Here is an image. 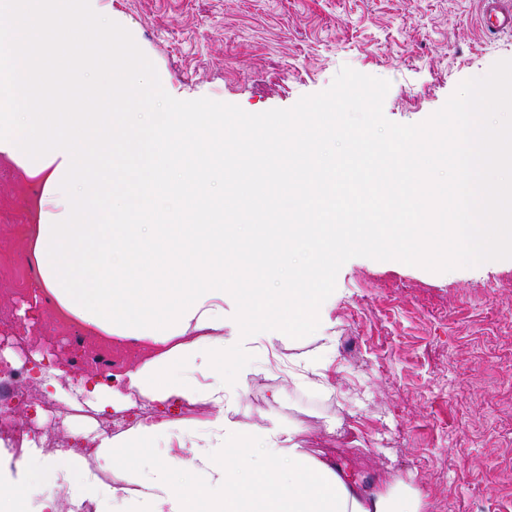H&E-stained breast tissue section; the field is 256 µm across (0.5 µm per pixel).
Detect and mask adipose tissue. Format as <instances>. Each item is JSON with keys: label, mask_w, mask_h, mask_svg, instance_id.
<instances>
[{"label": "adipose tissue", "mask_w": 512, "mask_h": 512, "mask_svg": "<svg viewBox=\"0 0 512 512\" xmlns=\"http://www.w3.org/2000/svg\"><path fill=\"white\" fill-rule=\"evenodd\" d=\"M91 34L81 43L80 34ZM120 50L121 71L104 69L99 59ZM91 64L90 80L106 78L127 111L38 112L30 91L54 87L61 70L78 56ZM150 64L99 0H0V156L16 164L39 187L33 207L36 223L27 252L38 273L37 286L58 311L83 324L92 335L151 342L156 352L128 371L122 388L94 385L89 395L96 410L118 412L134 401L172 398L203 400L215 411L207 425L224 430V297L239 295L237 269L242 253L225 245L221 212L202 204L190 189L207 180L224 192L225 159L235 157L241 139L263 150L268 167L297 168L284 182L279 209L299 219L295 232L278 239L277 288L251 291L247 320L264 319L268 310L311 317L315 287L336 258V227L318 223L322 208L335 197L328 172L333 155L311 150V143L336 136L332 119L282 120L253 125L211 112H143L139 104L151 82ZM130 156H144L142 168L107 166L118 143ZM492 146L486 128L459 117L449 125L439 151L422 146L419 134L404 136L392 157L387 194L390 213H411L416 226L367 225L352 235L353 247L378 245L414 256L430 254L446 239V257L462 249L484 253L512 250V225L500 223L512 212V195L482 190ZM445 166L446 178L433 177ZM110 211H103L102 201ZM311 256L301 267L290 259L299 246ZM202 377L188 376L189 368ZM176 436L182 462L202 484L177 492L169 474L173 463L153 479L130 488L124 448L153 447ZM91 459L111 472L108 483L89 474L87 459L69 457L66 467L49 471L35 443L23 446L13 463H0V512H18L21 501L37 494L38 480L69 484L85 476L84 498L121 502L135 497L143 512H421L422 502L403 479L371 489L319 459L292 436H270L264 451L270 473L288 471V488L271 493L264 479L248 476L247 460L227 463L202 450L185 424L163 418L142 421L114 436L93 438ZM226 489L215 497L211 486ZM41 494V493H38ZM35 512H56L55 494H41Z\"/></svg>", "instance_id": "1"}]
</instances>
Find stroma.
<instances>
[{
    "mask_svg": "<svg viewBox=\"0 0 512 512\" xmlns=\"http://www.w3.org/2000/svg\"><path fill=\"white\" fill-rule=\"evenodd\" d=\"M179 100L209 98L249 113L289 108L330 87L342 67L388 80L385 116L416 124L458 85L512 59V32L479 26V0H101ZM238 177H255L256 212L276 210L288 170L250 156ZM37 188L0 158V349L16 367L34 355L65 363L61 389L101 381L94 357L142 356L139 342L118 351L76 321L61 320L41 293L27 254ZM336 264L318 295L329 325L266 323L241 328L242 305L224 300V430L248 427L252 444L234 453L265 471L261 445L293 428L304 447L366 486L403 478L424 512H512V253L465 250L447 260L386 254L336 243ZM318 357L329 390L310 387L305 362ZM43 432L85 431L98 414L66 404L49 414L9 403ZM153 417L186 419L208 439L214 414L171 400Z\"/></svg>",
    "mask_w": 512,
    "mask_h": 512,
    "instance_id": "stroma-1",
    "label": "stroma"
}]
</instances>
